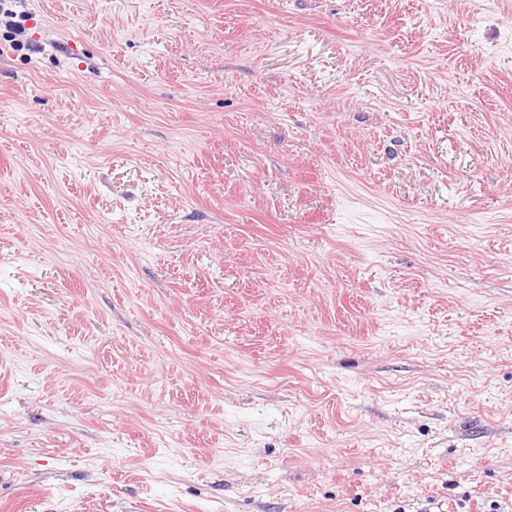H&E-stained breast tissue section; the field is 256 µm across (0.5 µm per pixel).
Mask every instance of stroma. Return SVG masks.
<instances>
[{"instance_id": "1", "label": "stroma", "mask_w": 512, "mask_h": 512, "mask_svg": "<svg viewBox=\"0 0 512 512\" xmlns=\"http://www.w3.org/2000/svg\"><path fill=\"white\" fill-rule=\"evenodd\" d=\"M27 8L0 512H512V0Z\"/></svg>"}]
</instances>
